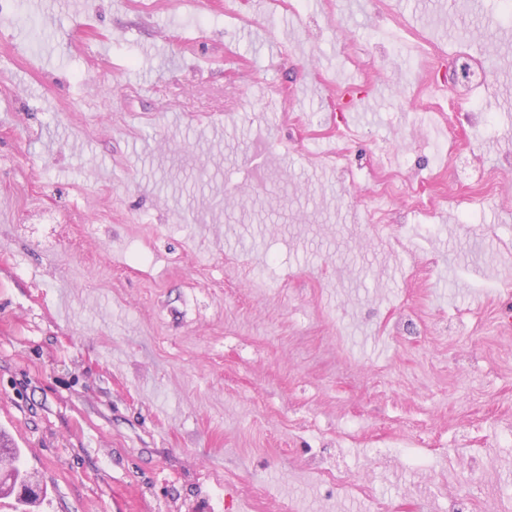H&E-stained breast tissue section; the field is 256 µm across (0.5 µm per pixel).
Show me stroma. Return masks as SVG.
Returning a JSON list of instances; mask_svg holds the SVG:
<instances>
[{"label": "stroma", "mask_w": 512, "mask_h": 512, "mask_svg": "<svg viewBox=\"0 0 512 512\" xmlns=\"http://www.w3.org/2000/svg\"><path fill=\"white\" fill-rule=\"evenodd\" d=\"M510 156L493 0H14L0 433L44 489L0 512H370L313 464L390 512L473 467L471 512H512ZM457 83L461 89L483 85L491 77V65L481 56L470 51L453 54ZM322 476L333 488L336 489V492L351 491L353 494L367 501L374 500L373 493L369 486L362 482H355L354 480H351L347 476L343 475L340 470L336 469V472H333L332 470L325 469L322 471Z\"/></svg>", "instance_id": "1"}]
</instances>
